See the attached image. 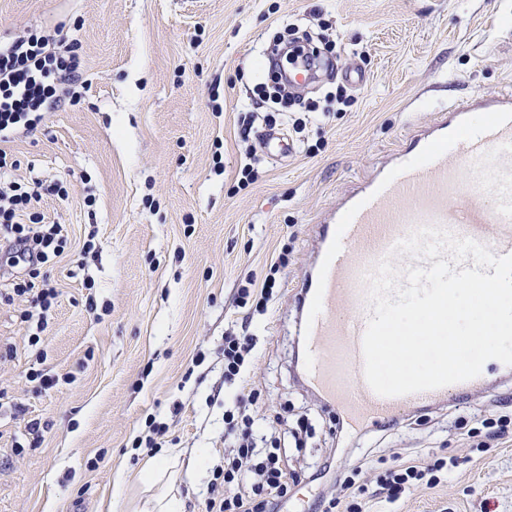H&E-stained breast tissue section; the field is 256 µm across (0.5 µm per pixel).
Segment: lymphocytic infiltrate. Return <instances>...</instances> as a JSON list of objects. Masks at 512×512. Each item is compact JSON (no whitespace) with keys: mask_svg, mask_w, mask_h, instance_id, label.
Segmentation results:
<instances>
[{"mask_svg":"<svg viewBox=\"0 0 512 512\" xmlns=\"http://www.w3.org/2000/svg\"><path fill=\"white\" fill-rule=\"evenodd\" d=\"M82 79L64 39L24 33L0 43V295L26 301L21 320L28 325L33 346L40 343L59 297L43 268L64 253L68 236L60 224L27 223L29 210L41 199L42 183L13 177L19 163L5 144L18 133L37 129L50 112L75 102L74 89ZM253 348L252 337L226 332L225 381L244 376ZM226 419L236 446L232 459L212 470L206 512H283L288 485L298 482V474L281 466L276 449H257L250 416L230 413ZM447 472L440 458L405 461L382 471L377 484L393 502L406 489L439 486Z\"/></svg>","mask_w":512,"mask_h":512,"instance_id":"1","label":"lymphocytic infiltrate"}]
</instances>
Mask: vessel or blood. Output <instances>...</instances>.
I'll return each mask as SVG.
<instances>
[{"mask_svg": "<svg viewBox=\"0 0 512 512\" xmlns=\"http://www.w3.org/2000/svg\"><path fill=\"white\" fill-rule=\"evenodd\" d=\"M492 194L493 207L482 198ZM439 226L512 253V92L465 100L409 129L388 161L361 177L321 218L312 273L301 283L303 379L358 427L468 394L487 374L435 390L377 395L364 377L371 316L367 278L417 228Z\"/></svg>", "mask_w": 512, "mask_h": 512, "instance_id": "vessel-or-blood-1", "label": "vessel or blood"}]
</instances>
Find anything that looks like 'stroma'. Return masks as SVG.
Returning a JSON list of instances; mask_svg holds the SVG:
<instances>
[{
    "instance_id": "35a3bbf8",
    "label": "stroma",
    "mask_w": 512,
    "mask_h": 512,
    "mask_svg": "<svg viewBox=\"0 0 512 512\" xmlns=\"http://www.w3.org/2000/svg\"><path fill=\"white\" fill-rule=\"evenodd\" d=\"M299 23L335 70L299 91L310 112L270 113L294 150L260 157L258 179L241 185L259 55ZM58 25L81 62V99L10 149L18 178L62 186L34 211L65 225L69 243L45 268L60 296L38 348L20 319L25 302H0V344L14 349L0 359V390L23 408H0V512H160L167 499L203 512L224 412L241 402L258 447L278 448L302 474L292 512H313L325 494L333 512L354 501L369 512H512V436L484 457L467 438L481 410L512 413V372L349 437L302 382L295 334L324 209L409 127L459 99L512 91V0H0V40ZM349 65L362 84L345 79ZM278 259L267 312L237 307L238 289L262 284ZM241 327L254 361L229 385L224 333ZM38 358L59 379L45 392L26 378ZM150 417L167 428L154 454L132 446ZM395 453L459 466L389 503L373 498V477ZM154 457L163 469L142 478ZM358 465L360 492L342 496L338 478Z\"/></svg>"
}]
</instances>
